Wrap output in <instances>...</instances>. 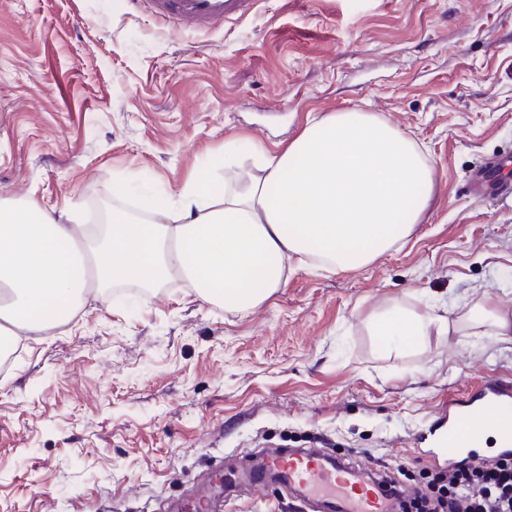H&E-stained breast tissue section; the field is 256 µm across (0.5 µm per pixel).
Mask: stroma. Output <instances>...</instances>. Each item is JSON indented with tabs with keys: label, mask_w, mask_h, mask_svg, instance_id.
<instances>
[{
	"label": "stroma",
	"mask_w": 512,
	"mask_h": 512,
	"mask_svg": "<svg viewBox=\"0 0 512 512\" xmlns=\"http://www.w3.org/2000/svg\"><path fill=\"white\" fill-rule=\"evenodd\" d=\"M357 106L423 143L436 184L402 245L358 270H295L246 312L183 282L87 292L73 320L27 339L0 380V512H172L215 462L320 448L390 472L438 406L512 377V340L427 337L389 352L392 306L512 317V198L469 192L512 152V0H250L183 32L130 0H0V199L79 220L137 215L214 164L224 141L275 152L314 115ZM216 512H304L284 490Z\"/></svg>",
	"instance_id": "obj_1"
}]
</instances>
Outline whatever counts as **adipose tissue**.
Masks as SVG:
<instances>
[{
	"mask_svg": "<svg viewBox=\"0 0 512 512\" xmlns=\"http://www.w3.org/2000/svg\"><path fill=\"white\" fill-rule=\"evenodd\" d=\"M259 173L219 186L198 174L146 205L148 220L121 214L86 232L39 201H0V335L39 334L62 321L86 289L116 281L159 287L187 281L225 311L255 308L293 266L360 269L403 242L421 220L435 172L403 130L360 108L308 119ZM488 326L512 339V318L475 303L463 316L391 307L371 331L388 350Z\"/></svg>",
	"mask_w": 512,
	"mask_h": 512,
	"instance_id": "1",
	"label": "adipose tissue"
}]
</instances>
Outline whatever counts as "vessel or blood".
Wrapping results in <instances>:
<instances>
[{
	"label": "vessel or blood",
	"instance_id": "1",
	"mask_svg": "<svg viewBox=\"0 0 512 512\" xmlns=\"http://www.w3.org/2000/svg\"><path fill=\"white\" fill-rule=\"evenodd\" d=\"M153 13L164 20L176 21L185 30L218 25L234 11L233 0H147ZM512 166V156L502 157L478 167L469 183L473 197L491 202L512 197V181L502 178V169ZM447 419L439 444L444 461L477 463L476 450L481 441V426L496 433L500 454L512 453V380L487 379L466 395L448 399L442 408ZM274 475L289 494L308 504L311 512H392L379 478L367 467L350 462L337 463L324 452L306 448H285L263 459L260 468L245 471L236 481L224 472L211 479L210 490L201 495L205 507L215 497L228 496L231 489L250 494L264 490L266 475Z\"/></svg>",
	"mask_w": 512,
	"mask_h": 512
}]
</instances>
